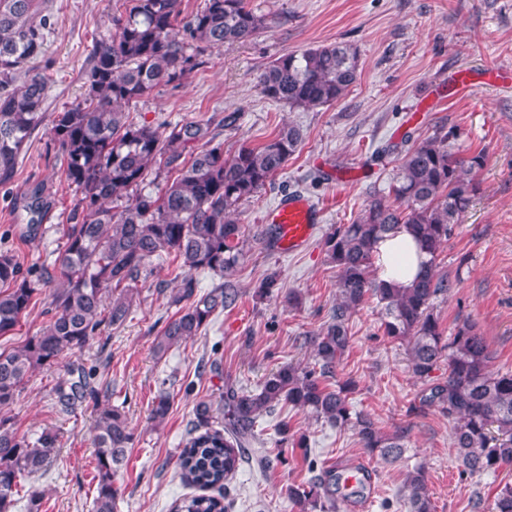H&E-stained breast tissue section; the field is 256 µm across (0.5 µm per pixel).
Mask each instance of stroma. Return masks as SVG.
<instances>
[{
	"mask_svg": "<svg viewBox=\"0 0 512 512\" xmlns=\"http://www.w3.org/2000/svg\"><path fill=\"white\" fill-rule=\"evenodd\" d=\"M123 0H49L53 27L38 58L51 79L41 125L32 133L14 180L0 185V251H12L23 277L34 280L52 267L64 244L79 197L64 175L66 162L51 141L56 112L83 98L84 71L95 41L112 32ZM258 13L276 16L275 27L246 44L207 50L178 87H162L129 107L136 122L153 126L204 120L222 127L225 153L240 144L261 145L285 125L300 127V149L252 201L240 208L248 238L236 281L241 297L216 315L194 340L163 357L153 342L171 317L163 288H173L178 264L150 262L126 322L110 339L96 337L56 367L36 371L11 406L19 433L35 437L58 431L51 463L29 479L44 494L42 512H93L95 398L111 393L124 408L135 440L117 476V512H169L173 501L196 494L181 483L176 458L191 427L197 402L216 398L225 382L257 389L267 373L311 356L306 335L329 318L336 300L338 270L322 246L336 225L348 224L370 196L387 194L405 140L449 133L451 151H483L474 172L480 192L438 258L439 272L459 278L454 292L434 301L446 335L475 323L494 355L491 368L512 372V88L487 85L449 99L448 76L463 66L512 68V0H250ZM335 42L357 46L361 66L355 84L337 102L292 109L267 99L257 76L270 61ZM45 203L37 230L24 208L31 189ZM302 193L325 210V221L302 253L280 256L262 240L265 210L278 197ZM276 284L259 287L268 276ZM298 295L290 306L288 293ZM382 311L369 301L349 322L351 348L336 370L337 380L357 383L350 402L370 414L384 431L406 429L405 448L387 463L360 447L353 429H338L309 413L285 406L261 419L258 443L226 487L231 512H299L288 489L316 470L360 463L375 475L368 498L341 512H406L401 498L407 475L424 469L434 512H491L512 466L480 477L464 473L451 444L452 424L436 408L419 404L424 383L412 373L404 344L381 328ZM90 370L92 396L62 411L55 390L73 366ZM173 405L164 423L152 426L148 408L159 391ZM288 420L292 433L306 435L308 452L281 442L274 431ZM275 459L262 469L263 456Z\"/></svg>",
	"mask_w": 512,
	"mask_h": 512,
	"instance_id": "stroma-1",
	"label": "stroma"
}]
</instances>
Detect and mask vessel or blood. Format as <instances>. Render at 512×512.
I'll list each match as a JSON object with an SVG mask.
<instances>
[{
  "mask_svg": "<svg viewBox=\"0 0 512 512\" xmlns=\"http://www.w3.org/2000/svg\"><path fill=\"white\" fill-rule=\"evenodd\" d=\"M322 217V208L309 198L292 195L281 198L272 206L265 213L264 221L278 229L276 251L288 255L298 252L309 242Z\"/></svg>",
  "mask_w": 512,
  "mask_h": 512,
  "instance_id": "obj_1",
  "label": "vessel or blood"
}]
</instances>
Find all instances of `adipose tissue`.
<instances>
[{
  "label": "adipose tissue",
  "instance_id": "ef3b65f1",
  "mask_svg": "<svg viewBox=\"0 0 512 512\" xmlns=\"http://www.w3.org/2000/svg\"><path fill=\"white\" fill-rule=\"evenodd\" d=\"M425 253L406 227H398L377 244L376 275L401 287L409 286L419 273Z\"/></svg>",
  "mask_w": 512,
  "mask_h": 512
}]
</instances>
